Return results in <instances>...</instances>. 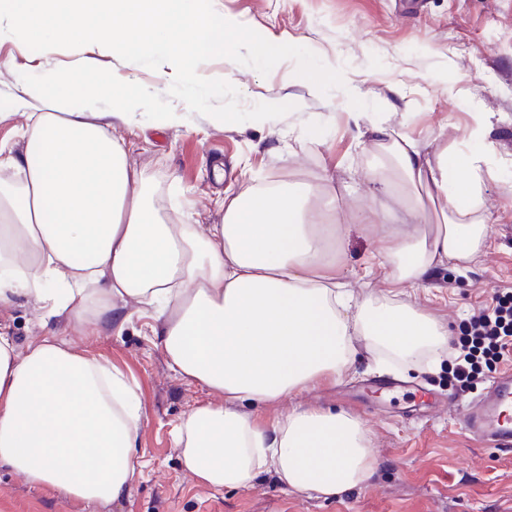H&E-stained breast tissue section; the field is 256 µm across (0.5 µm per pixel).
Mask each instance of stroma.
Here are the masks:
<instances>
[{
	"instance_id": "1",
	"label": "stroma",
	"mask_w": 512,
	"mask_h": 512,
	"mask_svg": "<svg viewBox=\"0 0 512 512\" xmlns=\"http://www.w3.org/2000/svg\"><path fill=\"white\" fill-rule=\"evenodd\" d=\"M203 11L236 17L257 35L291 42L287 55L259 60L248 44L211 53L207 69L218 78L206 106L166 95L161 112L112 135L127 148L128 163L154 191L155 204L173 224H217L225 196L288 180L314 193L331 192L344 214L336 270L341 280L376 296L388 288L390 267L362 271L377 231L358 223L370 207L401 212V195L377 194L372 178L383 153L372 139L356 142L351 112H381L387 125L411 132L423 152L440 148L474 154L492 172L483 198L493 220L488 246L465 274L439 269L411 303L448 327L450 343L474 312L498 291L512 290V0H203ZM75 57L63 46L49 55L32 47L17 55L0 40V144L21 153L28 113L14 103L42 71L62 70ZM331 75V85L311 94L307 76ZM359 88L347 98L345 84ZM275 127L252 115L282 100ZM238 113V123L214 112ZM488 117L486 143L471 141L473 113ZM136 309L123 331L77 337L89 356L122 368L140 387L147 420L137 450L138 473L125 497L108 504L61 498L47 487L0 469V512H512V448H496L469 435L461 411L488 382L512 366V356L484 370L469 392L455 395L452 363L439 370L423 362L392 366L405 390L370 393L372 372L306 391L301 401L345 410L371 434L377 468L369 485L338 499L289 494L264 475L243 487L213 490L194 483L179 464L172 430L205 396L176 376L150 327ZM0 326L19 344L43 335L34 303L0 309Z\"/></svg>"
}]
</instances>
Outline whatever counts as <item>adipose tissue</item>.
<instances>
[{
	"label": "adipose tissue",
	"instance_id": "obj_1",
	"mask_svg": "<svg viewBox=\"0 0 512 512\" xmlns=\"http://www.w3.org/2000/svg\"><path fill=\"white\" fill-rule=\"evenodd\" d=\"M21 55L32 43L76 47L65 71L30 90L21 156L0 147V305L26 298L42 324L65 321L81 335L123 328L129 303L152 309L168 368L204 388L173 429L180 463L198 484L240 487L273 475L288 492L333 498L363 487L376 460L361 421L296 403L273 419L251 405L298 398L357 373L360 348L410 362L438 357L448 329L395 297L358 299L336 276V224L312 223L303 190L280 181L224 201L222 223L171 224L108 132L152 111L132 77L98 69L101 58L133 67L157 59L180 90L214 79L205 56L213 27L234 49L246 31L214 21L194 0H0ZM82 110H75V103ZM386 145L407 188L423 187L447 216L426 226L407 204L386 226L378 264L419 288L437 267L467 272L486 242L490 216L477 156L440 151L368 113L354 115ZM145 422L138 388L118 366L49 334L20 346L0 329V468L87 503L122 499L137 473Z\"/></svg>",
	"mask_w": 512,
	"mask_h": 512
}]
</instances>
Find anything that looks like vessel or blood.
Here are the masks:
<instances>
[{
  "instance_id": "b4317fda",
  "label": "vessel or blood",
  "mask_w": 512,
  "mask_h": 512,
  "mask_svg": "<svg viewBox=\"0 0 512 512\" xmlns=\"http://www.w3.org/2000/svg\"><path fill=\"white\" fill-rule=\"evenodd\" d=\"M463 423L474 437L512 447V371L493 377L482 396L464 407Z\"/></svg>"
}]
</instances>
